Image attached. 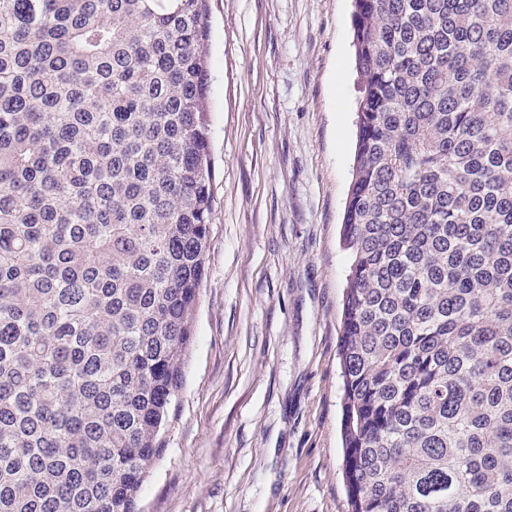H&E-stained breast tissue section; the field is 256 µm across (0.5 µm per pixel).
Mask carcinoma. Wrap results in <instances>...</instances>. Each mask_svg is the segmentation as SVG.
Instances as JSON below:
<instances>
[{
  "label": "carcinoma",
  "mask_w": 512,
  "mask_h": 512,
  "mask_svg": "<svg viewBox=\"0 0 512 512\" xmlns=\"http://www.w3.org/2000/svg\"><path fill=\"white\" fill-rule=\"evenodd\" d=\"M349 512H512V0H353ZM207 0H0V512H136L213 172Z\"/></svg>",
  "instance_id": "cac0c4a2"
}]
</instances>
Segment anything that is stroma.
Returning a JSON list of instances; mask_svg holds the SVG:
<instances>
[{"instance_id":"obj_1","label":"stroma","mask_w":512,"mask_h":512,"mask_svg":"<svg viewBox=\"0 0 512 512\" xmlns=\"http://www.w3.org/2000/svg\"><path fill=\"white\" fill-rule=\"evenodd\" d=\"M213 214L165 451L140 512H348L340 242L352 0H209Z\"/></svg>"}]
</instances>
